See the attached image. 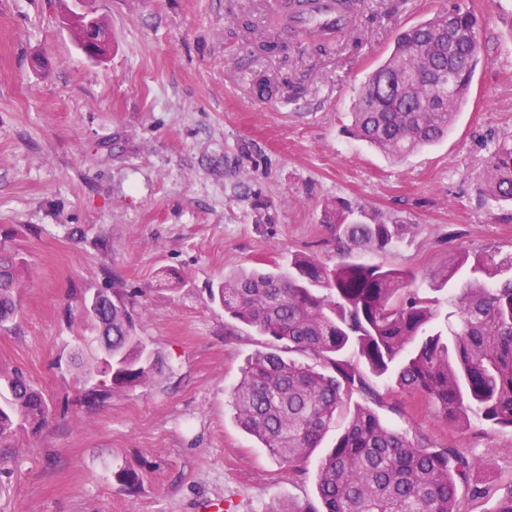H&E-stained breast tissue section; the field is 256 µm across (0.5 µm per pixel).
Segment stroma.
<instances>
[{
    "mask_svg": "<svg viewBox=\"0 0 512 512\" xmlns=\"http://www.w3.org/2000/svg\"><path fill=\"white\" fill-rule=\"evenodd\" d=\"M454 0H362L356 31L316 50L267 20L268 0H90L112 34L100 63L61 24L69 0H0V238L27 262L20 315L0 329V373L18 371L52 415L0 448V512H276L318 501L328 432L288 469L238 424L230 392L272 345L209 290L225 274L309 253L335 263L327 204L408 232L380 262L428 274L462 250L512 253V203L483 164L512 136V0H470L485 64L447 138L392 161L347 134L356 89L398 33ZM265 42L275 51H262ZM278 83L258 100L253 84ZM116 288L159 352L155 383L81 394L85 294ZM423 446L461 445L493 512L512 485V431L452 427L419 397L375 407Z\"/></svg>",
    "mask_w": 512,
    "mask_h": 512,
    "instance_id": "stroma-1",
    "label": "stroma"
}]
</instances>
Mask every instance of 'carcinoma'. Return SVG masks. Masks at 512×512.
I'll return each mask as SVG.
<instances>
[{
    "label": "carcinoma",
    "instance_id": "obj_1",
    "mask_svg": "<svg viewBox=\"0 0 512 512\" xmlns=\"http://www.w3.org/2000/svg\"><path fill=\"white\" fill-rule=\"evenodd\" d=\"M483 61L480 24L465 0L402 30L390 54L360 84L351 106L352 138L391 158H403L448 135ZM485 186L512 201V139L484 163ZM343 203L327 206L325 223L342 260L330 266L294 253L288 266L242 269L224 277L212 299L224 312L292 353L250 357L231 403L241 427L293 469L327 431L343 426L320 460L321 506L280 512H460L458 488L482 494L476 462L459 448H427L381 421L379 384L421 397L453 426L472 422L512 429V253H457L432 278L448 308L410 287L413 274L354 253L383 254L403 236L395 219L352 220ZM26 271L20 250L0 242V326L19 311ZM99 347L82 379L87 398L104 400L142 386L162 371L159 355L137 335L135 318L117 291L100 290L85 305ZM358 395L363 402L351 404ZM42 392L21 373L0 383V447L36 432L51 416Z\"/></svg>",
    "mask_w": 512,
    "mask_h": 512
}]
</instances>
